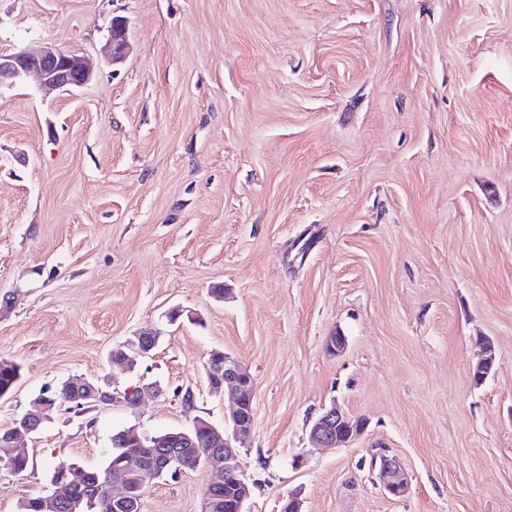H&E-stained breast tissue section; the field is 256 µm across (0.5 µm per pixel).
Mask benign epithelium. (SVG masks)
Segmentation results:
<instances>
[{
	"label": "benign epithelium",
	"mask_w": 512,
	"mask_h": 512,
	"mask_svg": "<svg viewBox=\"0 0 512 512\" xmlns=\"http://www.w3.org/2000/svg\"><path fill=\"white\" fill-rule=\"evenodd\" d=\"M127 47V23L124 19L117 18L113 20L109 30L104 46L105 56L112 63L118 64L124 60ZM31 75L36 76L40 85L47 90L71 93L90 82L95 75V69L89 59L51 45H33L9 54L0 52V88L14 86ZM131 344L137 355L147 357L156 348L158 338L143 332L134 336ZM206 378L211 394L222 396L225 391H230L233 407L227 417V430L203 419L195 421L193 431L206 435L209 447L197 450L193 468L202 466L211 473L207 496L212 506L217 507L221 503V497L215 495L214 490L229 480L234 486V494L224 503V507L230 509V512H246L245 506L251 496V488L239 472V452L233 442L246 435L254 424L255 382L238 360L221 351L211 353L206 365ZM79 388L83 399L91 405L118 401L134 406L139 403L144 393H159V389L153 385L133 388L122 393L110 392L86 378L82 379ZM41 423V413L26 411L0 436V446L9 449L11 456L24 454V451L17 447L18 438L37 433ZM365 429L364 420L354 419L332 406L314 420L309 430V440L319 447L343 446L355 441ZM190 442L192 438L186 432L171 433L166 438V443L153 445L151 454L125 458L120 475L113 480V483L121 487L120 494H110L104 484L96 487V494L110 500L117 510L126 507L133 493L128 478L146 482L157 476L184 470L185 466L175 464V457L168 453L166 448L185 446ZM380 455V462L371 466L380 487L394 498L404 496L407 481L400 464L383 450L380 451ZM85 474L84 468L77 465L57 470L52 479V489L40 498L42 512H57L63 500L70 495L71 487L81 483Z\"/></svg>",
	"instance_id": "benign-epithelium-1"
}]
</instances>
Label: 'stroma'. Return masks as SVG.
Listing matches in <instances>:
<instances>
[{"label":"stroma","mask_w":512,"mask_h":512,"mask_svg":"<svg viewBox=\"0 0 512 512\" xmlns=\"http://www.w3.org/2000/svg\"><path fill=\"white\" fill-rule=\"evenodd\" d=\"M34 44L95 77L0 89V428L75 375L162 392L57 408L0 512L124 429L224 426L215 350L255 381L246 512H512V0H0V52ZM141 332L151 355L111 364ZM333 406L366 430L313 447ZM209 480H155L142 512H202ZM127 47V23L122 18H116L111 24L109 36L104 46L105 56L112 62V64H118L124 60ZM21 367L10 360H0V398L9 395L20 378ZM380 455V464L377 461L371 466L372 472L376 473L380 487L390 496L400 498L404 496L407 489L406 477L398 461L387 455L384 450L375 454Z\"/></svg>","instance_id":"35a3bbf8"}]
</instances>
